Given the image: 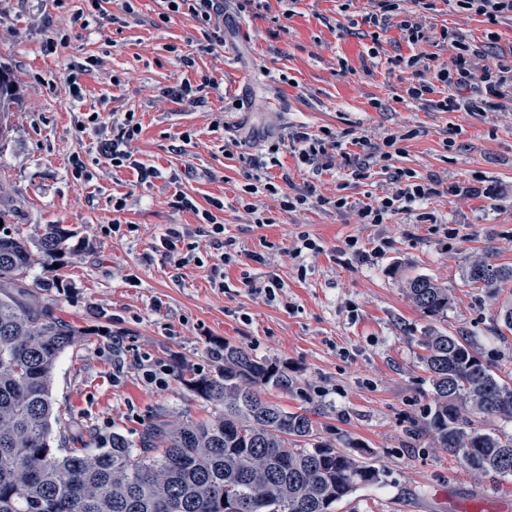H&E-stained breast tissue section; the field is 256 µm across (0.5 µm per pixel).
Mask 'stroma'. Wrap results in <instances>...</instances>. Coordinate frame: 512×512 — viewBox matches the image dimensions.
<instances>
[{"instance_id":"35a3bbf8","label":"stroma","mask_w":512,"mask_h":512,"mask_svg":"<svg viewBox=\"0 0 512 512\" xmlns=\"http://www.w3.org/2000/svg\"><path fill=\"white\" fill-rule=\"evenodd\" d=\"M132 11H125V4ZM79 0H0V69L15 96L0 137V220L31 237L46 225L73 232L72 252L60 268L34 264L36 279L62 278L58 314L84 328L58 360L52 381L56 408L70 422L69 447L119 432L137 438L161 410L205 421L218 408L190 393L178 369L205 372L211 347L230 343L277 363L295 381L268 398L289 412L307 411L317 439L378 469V483L358 489L334 512H512V475H474L422 428L432 405L430 376L420 362L419 338L429 318L408 299L404 278L428 275L447 285L448 316L441 326L466 337L504 379H512V333L497 313L512 302V284L473 288L470 262L512 268V109L435 112L404 99L410 69L394 57L415 46L397 26L376 33L365 15L370 0H267L224 21V45L202 52L195 21L177 14L160 22L162 0H110L117 24L104 31L77 19ZM432 33L457 29L504 63L512 64V19L497 23L434 0L425 13ZM61 37L55 52L45 45ZM196 57L195 70L177 57ZM101 66L85 70L90 57ZM78 73L80 98L66 84ZM214 77L219 90L201 104L171 99L182 80ZM101 121L81 123L89 113ZM134 113L142 126L133 158L153 169L112 167L99 156L111 138L112 116ZM307 126L310 133L354 134L379 144L405 133L390 168L371 165L369 179L348 175L347 154L333 169L312 174L288 148L270 175L288 173L294 187L348 197L342 211L312 204L287 213L280 199L255 197L267 224H251L239 203L248 159L266 161L269 146ZM243 140L244 158L227 157L225 139ZM81 157L88 179L72 176ZM435 180L425 202L436 223L402 211L386 224L359 223L353 205L389 190L391 169ZM482 187L480 196H454L450 186ZM184 192L206 206L224 201V239L232 259L225 288L214 287L217 252L198 237V262L175 267L154 249L174 224L196 217L173 207ZM123 196L124 237L107 235L112 199ZM318 251L293 254L301 232ZM382 253H375V246ZM137 283H130V276ZM283 285L275 300L254 294L268 277ZM168 368L164 387L146 368Z\"/></svg>"}]
</instances>
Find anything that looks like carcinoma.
<instances>
[{
    "label": "carcinoma",
    "instance_id": "obj_1",
    "mask_svg": "<svg viewBox=\"0 0 512 512\" xmlns=\"http://www.w3.org/2000/svg\"><path fill=\"white\" fill-rule=\"evenodd\" d=\"M70 238L60 224L33 240L0 231V512H333L378 482L373 465L318 444L306 412L263 397L293 386L285 370L229 343L211 350V372L179 373L187 390L220 407L214 419L159 414L135 441L114 432L102 447H66L69 422L54 410L51 381L85 332L54 314L63 280L26 278L34 254L58 263ZM509 280L512 268L468 266L473 287ZM406 289L424 316L448 313V289L433 278H410ZM419 344L433 387L424 428L475 475H512V436L479 422L512 421V385L461 336L431 326Z\"/></svg>",
    "mask_w": 512,
    "mask_h": 512
}]
</instances>
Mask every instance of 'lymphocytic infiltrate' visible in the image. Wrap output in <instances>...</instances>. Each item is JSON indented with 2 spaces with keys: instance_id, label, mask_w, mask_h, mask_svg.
<instances>
[{
  "instance_id": "obj_1",
  "label": "lymphocytic infiltrate",
  "mask_w": 512,
  "mask_h": 512,
  "mask_svg": "<svg viewBox=\"0 0 512 512\" xmlns=\"http://www.w3.org/2000/svg\"><path fill=\"white\" fill-rule=\"evenodd\" d=\"M175 13H188L208 33L209 45L221 43V26L224 22V0H165ZM374 9L365 17L366 22L379 29H387L391 19H398L399 29L405 39L418 46L419 51L411 57L394 58V65L417 69L418 74L410 80L407 96L414 101L431 100L432 107L439 112H454L465 108L479 110L492 100L512 102V65L489 61L486 53L470 44L465 34L454 29H442L440 41L449 46L452 55L448 61H440L433 53L421 51L420 45L428 39L423 12L429 9V0H373ZM115 132L111 139L101 141L98 152L109 160L113 167L124 166L136 169L140 178H148L149 170L139 167L132 158L130 144L139 132L133 118H114ZM289 141L300 161L314 174L331 170L335 165V152L341 146L335 135L317 136L297 130L290 134ZM393 187L370 201L350 206L345 197L319 198L322 207L335 210L354 208L360 223L385 224L391 215L429 200L432 191L426 183L412 180L410 172L398 170L392 176ZM172 204L181 211L195 214L201 223L207 224V234L214 249L224 247V224L217 216L223 210L224 201L213 198L206 209H199L187 194L179 192Z\"/></svg>"
}]
</instances>
